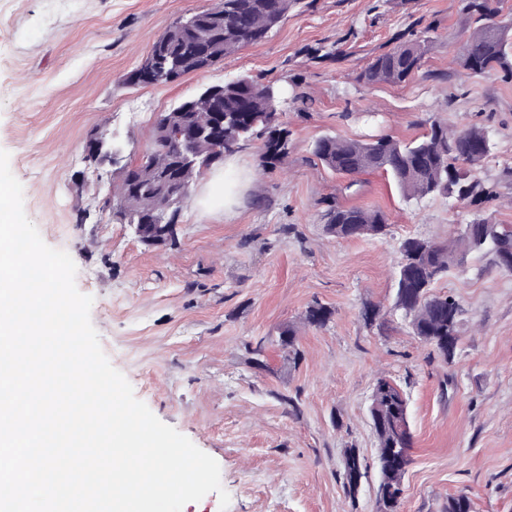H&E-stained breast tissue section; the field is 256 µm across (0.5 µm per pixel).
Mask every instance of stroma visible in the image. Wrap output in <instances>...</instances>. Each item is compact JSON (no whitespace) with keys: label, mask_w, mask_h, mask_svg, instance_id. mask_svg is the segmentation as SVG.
Returning a JSON list of instances; mask_svg holds the SVG:
<instances>
[{"label":"stroma","mask_w":512,"mask_h":512,"mask_svg":"<svg viewBox=\"0 0 512 512\" xmlns=\"http://www.w3.org/2000/svg\"><path fill=\"white\" fill-rule=\"evenodd\" d=\"M215 0H0V149L23 186L24 210L44 242L66 251L76 286L93 296L91 322L111 364L163 423L220 465L230 495L182 512H373L379 482L369 408L378 377L408 396L412 461L400 512H444L469 496L476 512H512V272L470 255L435 285L465 313L446 360L392 309L400 243L447 241L482 211L512 224V73L473 75L459 64L474 27L462 0H303L261 42L169 84L125 76L178 17ZM430 37L421 71L401 85L359 83L372 57L410 34ZM277 81L288 156L264 138L237 153L253 177L231 214L191 202L171 241L141 243L112 223V189L89 175L91 132L116 133L144 151L156 113L200 88L238 76ZM477 125L493 142L479 174L494 198L481 209L433 197L408 205L381 172H329L316 139H410L432 122ZM377 207L387 235L339 240L324 230L329 203ZM385 313V334L361 312ZM326 307L323 326L307 322ZM292 332L299 352L279 345ZM263 344L261 355L250 346ZM366 470L355 494L345 457Z\"/></svg>","instance_id":"35a3bbf8"}]
</instances>
